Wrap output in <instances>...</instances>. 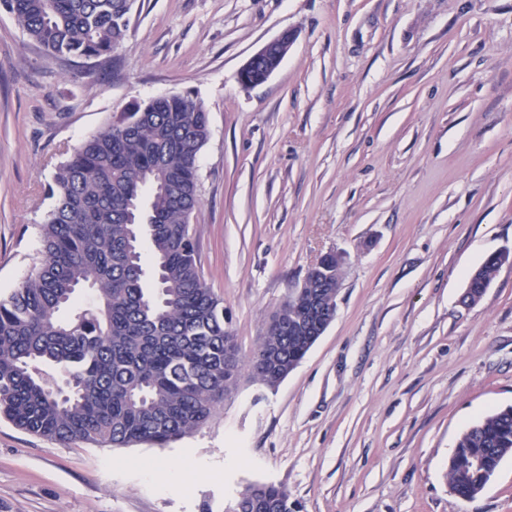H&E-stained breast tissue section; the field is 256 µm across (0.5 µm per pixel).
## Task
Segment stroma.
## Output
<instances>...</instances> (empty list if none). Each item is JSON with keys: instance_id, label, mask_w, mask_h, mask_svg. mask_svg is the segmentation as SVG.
Here are the masks:
<instances>
[{"instance_id": "1", "label": "stroma", "mask_w": 512, "mask_h": 512, "mask_svg": "<svg viewBox=\"0 0 512 512\" xmlns=\"http://www.w3.org/2000/svg\"><path fill=\"white\" fill-rule=\"evenodd\" d=\"M286 29L280 67L241 86ZM174 94L209 114L192 231L242 353L329 252L336 316L278 386L241 376L165 448L1 419L0 512H226L251 484L300 512H512V458L473 500L447 479L460 433L512 405V264L461 302L512 251V0H135L105 63L46 55L0 7V296L40 256L68 150ZM295 38V34L291 30L283 31L275 38L266 42L256 52H254L248 60L244 63L238 72V81L243 86H256L260 83L265 82L280 66L281 62L288 54ZM275 54L278 58V64L274 67H267L264 71L262 80L254 81L252 78L249 79L250 72L255 68L256 65H261L264 61L268 62L269 56ZM502 255H490L480 267V277L483 281L482 284L473 283L469 285V288L463 298L464 303L474 304L480 300L486 287L491 281L492 275L497 271L503 261Z\"/></svg>"}]
</instances>
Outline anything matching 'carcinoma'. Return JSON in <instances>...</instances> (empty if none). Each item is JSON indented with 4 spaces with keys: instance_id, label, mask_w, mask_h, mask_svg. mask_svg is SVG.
<instances>
[{
    "instance_id": "carcinoma-1",
    "label": "carcinoma",
    "mask_w": 512,
    "mask_h": 512,
    "mask_svg": "<svg viewBox=\"0 0 512 512\" xmlns=\"http://www.w3.org/2000/svg\"><path fill=\"white\" fill-rule=\"evenodd\" d=\"M28 38L55 57L108 60L127 38L132 0H0ZM208 113L188 95L135 102L56 167L40 224L41 258L0 297V418L70 445L163 448L207 423L241 370L274 387L336 315V280L308 274L245 356L205 282L191 220ZM148 238L150 260L140 241ZM503 261L489 256L480 300ZM93 299L81 303L78 288ZM320 295L310 308L306 296ZM512 458V406L468 426L448 460V485L479 497ZM233 512H298L282 487L247 486Z\"/></svg>"
}]
</instances>
